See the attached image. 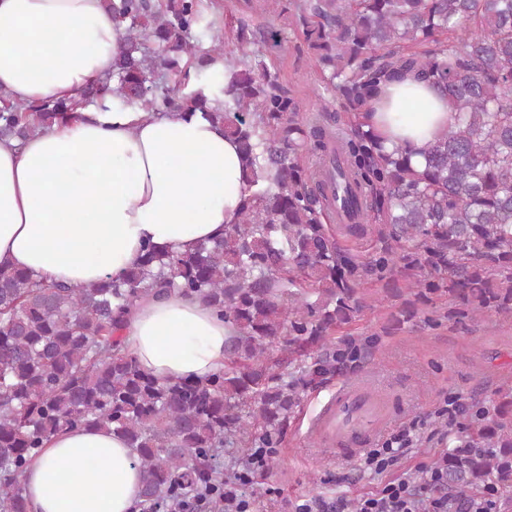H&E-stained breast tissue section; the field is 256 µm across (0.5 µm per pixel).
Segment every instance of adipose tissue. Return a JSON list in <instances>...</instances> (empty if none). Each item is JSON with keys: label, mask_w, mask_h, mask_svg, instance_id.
I'll return each instance as SVG.
<instances>
[{"label": "adipose tissue", "mask_w": 512, "mask_h": 512, "mask_svg": "<svg viewBox=\"0 0 512 512\" xmlns=\"http://www.w3.org/2000/svg\"><path fill=\"white\" fill-rule=\"evenodd\" d=\"M126 29L102 0H0V91L30 103L69 99L108 73ZM362 119L386 146L420 152L452 124L447 99L406 76L381 86ZM239 145L177 108L113 105L0 141V264L82 287L120 277L147 246L184 252L238 223ZM232 330L200 299L147 294L118 334L140 368L167 381L224 368ZM33 512H137L142 478L120 436L68 430L32 458Z\"/></svg>", "instance_id": "adipose-tissue-1"}]
</instances>
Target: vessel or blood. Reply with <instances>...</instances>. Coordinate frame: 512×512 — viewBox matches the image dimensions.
<instances>
[{
    "instance_id": "obj_1",
    "label": "vessel or blood",
    "mask_w": 512,
    "mask_h": 512,
    "mask_svg": "<svg viewBox=\"0 0 512 512\" xmlns=\"http://www.w3.org/2000/svg\"><path fill=\"white\" fill-rule=\"evenodd\" d=\"M388 415L387 402L372 384L352 381L331 391L320 410L309 417L305 435L325 452L354 458L374 442Z\"/></svg>"
}]
</instances>
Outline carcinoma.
Masks as SVG:
<instances>
[{
    "label": "carcinoma",
    "mask_w": 512,
    "mask_h": 512,
    "mask_svg": "<svg viewBox=\"0 0 512 512\" xmlns=\"http://www.w3.org/2000/svg\"><path fill=\"white\" fill-rule=\"evenodd\" d=\"M103 4L127 30L112 74L69 101L1 94L0 139L22 142L112 99L200 109L239 143L248 196L223 237L185 252L149 246L118 279L73 288L0 265V512H32L30 459L83 427L126 440L143 512L219 487L224 444L280 446L301 390L336 361V332L379 302L362 287L369 279L409 306L448 300L450 320L512 313V0H290L323 89L350 113L343 136L332 103L306 115L278 71L255 59L245 29L234 56L218 44L199 50L192 31L213 29L199 0ZM217 62L224 108L205 110L203 87L177 96L192 68ZM404 72L432 80L455 112L419 165L359 116L379 84ZM318 153L341 159L322 180L306 162ZM339 201L363 209L343 230L355 240L372 231L367 262L326 223ZM171 291L200 297L235 331L224 370L205 380L160 382L120 350L125 311L144 293ZM448 447L442 485L462 505L479 486H512V388L497 391L496 419L471 417Z\"/></svg>",
    "instance_id": "cac0c4a2"
}]
</instances>
